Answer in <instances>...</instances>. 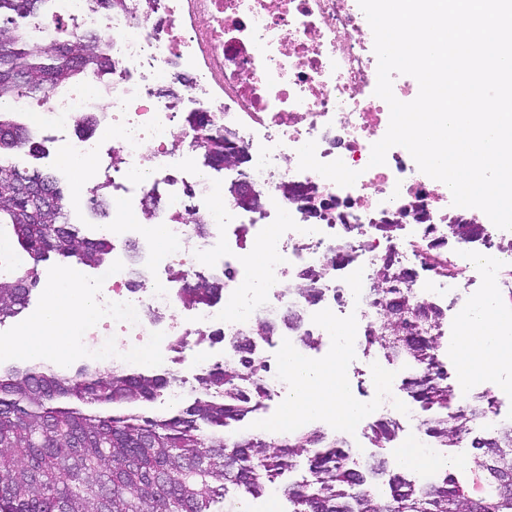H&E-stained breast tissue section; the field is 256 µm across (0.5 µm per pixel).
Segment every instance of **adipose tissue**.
<instances>
[{"mask_svg":"<svg viewBox=\"0 0 512 512\" xmlns=\"http://www.w3.org/2000/svg\"><path fill=\"white\" fill-rule=\"evenodd\" d=\"M495 288L465 309L459 331L449 347L465 381L494 373L512 372V313L494 304ZM93 314L82 283L68 272L46 290V305L16 336L0 343V351L27 361L55 359L65 355L67 338L74 327ZM343 351L318 362L289 360L286 368L295 380L288 390L278 429L288 430L303 421L321 416L338 426H353L361 417L348 384L343 379Z\"/></svg>","mask_w":512,"mask_h":512,"instance_id":"ef3b65f1","label":"adipose tissue"}]
</instances>
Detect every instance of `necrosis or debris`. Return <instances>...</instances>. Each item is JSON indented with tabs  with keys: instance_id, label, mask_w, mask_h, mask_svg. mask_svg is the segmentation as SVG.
<instances>
[{
	"instance_id": "necrosis-or-debris-1",
	"label": "necrosis or debris",
	"mask_w": 512,
	"mask_h": 512,
	"mask_svg": "<svg viewBox=\"0 0 512 512\" xmlns=\"http://www.w3.org/2000/svg\"><path fill=\"white\" fill-rule=\"evenodd\" d=\"M138 2L101 16L88 0H47L42 35L96 33L112 70L108 79L50 93L41 107L14 104L44 159L61 151L91 162L73 216L92 215L93 199L112 202L111 223L92 228L112 237V263L94 274L92 324L72 343L82 361L171 363L173 337L210 329L230 336L287 311L295 303L289 280L303 267L321 272L319 301L307 316L331 336L338 289L370 274L382 251L421 259L447 240L456 218L486 227L485 237L468 242L469 261L501 237L485 213L450 205L447 190L404 147L370 166L390 109L375 94L374 37L352 0H158L151 20L132 16ZM182 75L189 81L181 101L235 133L248 155L245 170L216 176L203 169L199 133L154 90ZM86 113L111 138L77 134L74 119ZM241 180L263 193L262 212L226 198V184ZM149 198L158 204L148 212ZM147 224L164 225L168 249L152 247ZM272 224L281 235H268ZM380 224L397 225L407 247L381 239ZM131 240L139 245L133 258L124 248ZM253 249L265 254L257 269L249 263ZM175 266L227 274L222 300L181 313Z\"/></svg>"
}]
</instances>
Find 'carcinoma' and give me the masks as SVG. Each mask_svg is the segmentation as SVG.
Instances as JSON below:
<instances>
[{
	"instance_id": "cac0c4a2",
	"label": "carcinoma",
	"mask_w": 512,
	"mask_h": 512,
	"mask_svg": "<svg viewBox=\"0 0 512 512\" xmlns=\"http://www.w3.org/2000/svg\"><path fill=\"white\" fill-rule=\"evenodd\" d=\"M41 5L42 0H0V226L11 228L20 253L32 260L13 277H0V326L25 308L39 280V262L55 254L101 268L112 251L109 239L89 240L68 223L69 199L53 178L29 175L59 201L51 211L14 190L23 173L11 155L28 141L10 119L13 102H39L75 78L112 71L107 46L95 37L71 42L76 53L70 58L59 56L55 40L38 35ZM190 121L201 135L206 166L227 156L246 163L230 132L205 115L194 114ZM227 192L252 211L262 208L260 195L244 200L235 183ZM482 231L480 224L448 225V234L461 243ZM424 264L449 279L457 275L454 262L439 250L428 253ZM414 276L390 255L377 262L367 297L379 307V318L365 329V347L377 345L388 361L417 366L405 390L433 411L423 422L425 434L437 447L452 448L489 417L490 407L461 406L444 384L447 370L437 351L445 313L413 295ZM318 277L307 268L295 285L306 304L318 300L311 287ZM223 293V279H203L182 289L178 300L196 307ZM274 331V322L258 320L233 336L235 360L198 377L200 393L171 417H149L143 406L177 381L172 374L131 373L114 365L70 375L35 363L0 370V512H242L243 498L263 495L304 455L306 476L283 489L288 512H512V424L477 440L481 454L469 478L446 473L423 483L396 474L385 497L367 483L343 442L327 441L318 431L277 441L226 433L272 397L267 365L249 353L253 337ZM397 429V421H381L372 427V441L384 448Z\"/></svg>"
}]
</instances>
